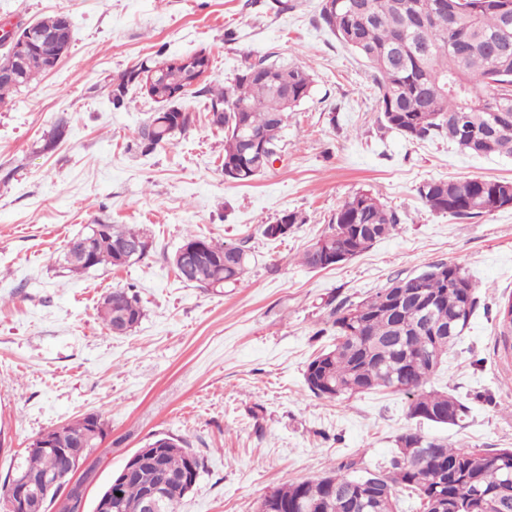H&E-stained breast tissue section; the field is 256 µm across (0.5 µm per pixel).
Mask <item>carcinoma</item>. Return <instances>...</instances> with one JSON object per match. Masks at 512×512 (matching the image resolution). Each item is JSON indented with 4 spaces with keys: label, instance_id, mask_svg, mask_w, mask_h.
Segmentation results:
<instances>
[{
    "label": "carcinoma",
    "instance_id": "cac0c4a2",
    "mask_svg": "<svg viewBox=\"0 0 512 512\" xmlns=\"http://www.w3.org/2000/svg\"><path fill=\"white\" fill-rule=\"evenodd\" d=\"M320 19L374 71L383 124L411 140L446 138L465 153L477 156H512V0H321ZM39 26L59 36L64 47L71 42L70 26L61 16L38 20ZM48 59L32 54L26 76L18 82H0V102L13 90L29 84L47 70ZM143 68L121 77L112 98L118 108L128 85L139 82ZM163 94L185 93L193 77L165 72L160 75ZM312 78L304 69L267 58L248 62L231 85L211 94L208 111L212 125L224 129V175L247 164L235 181L247 183L264 168L249 167L247 137L261 135L269 146L281 149L287 113L306 99ZM224 108V116L216 109ZM159 112L139 131L146 151L170 141L194 121L189 111ZM512 188V181L468 178L432 180L417 188L420 198L434 211L459 219L478 217L497 210L495 199ZM400 224L399 214L368 191L351 195L336 210L331 224L302 255L301 264L314 270L316 247L331 237L356 256L384 239ZM140 242L145 250L127 259L121 247ZM197 246L200 257L179 279L202 288L222 289L239 282L250 262L243 245L226 244L196 235L182 246ZM153 245L145 233L126 224H107L92 246V268L120 267L146 257ZM422 295L435 300L438 320L448 326V314L461 315L448 334L432 333L420 319L415 305L416 280ZM396 284L405 286L407 305L389 314L379 306L383 293ZM481 284L459 264L441 262L405 278H396L365 300L335 310L336 343L317 354L307 365L305 382L311 393L329 399H345L366 390H391L408 398V416L419 422L456 426L466 420L470 407L453 394L427 388L432 375L448 355V349L468 327ZM104 327L123 334L143 317L138 296L129 288L108 292L98 310ZM98 428L86 454L92 455L106 423L90 414L68 423L57 433L61 448L82 437L89 425ZM174 451L165 460L168 470L181 472L200 458L182 441L170 438ZM396 450L374 472L350 475L355 463L341 465L343 474L298 482L275 489L267 496L265 512H298L303 500L313 512L337 511L330 506L332 492L346 491L365 479L375 480L381 491L369 496L371 507L356 512H398L395 488H406L419 500L437 496L448 502V512H466L483 495L491 500L486 512H512V448L455 447L409 428L395 440ZM410 448L409 456L401 449ZM60 459L50 452L30 451L19 470L32 476L54 472ZM152 472L124 484L121 497L112 500V512H134L143 484Z\"/></svg>",
    "mask_w": 512,
    "mask_h": 512
}]
</instances>
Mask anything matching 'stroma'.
<instances>
[{
	"label": "stroma",
	"mask_w": 512,
	"mask_h": 512,
	"mask_svg": "<svg viewBox=\"0 0 512 512\" xmlns=\"http://www.w3.org/2000/svg\"><path fill=\"white\" fill-rule=\"evenodd\" d=\"M320 0H0V26L65 14L70 48L55 68L0 103V483L46 430L101 415L84 512L154 436L185 441L204 466L176 512H257L293 481L340 463L374 469L418 426L455 446L512 448V351L497 311L512 296V207L472 219L433 211L430 180H512V157H477L444 139L382 128L365 61L319 20ZM196 53L203 90L175 99L196 120L153 150L140 127L167 106L128 85L132 68ZM261 56L306 69L312 91L288 114L279 158L255 180L224 175V132L210 125L207 87L231 84ZM63 134H56L58 122ZM359 190L394 208L396 232L323 269L299 257ZM284 238L260 233L283 213ZM91 224H130L153 241L144 259L72 274L56 262ZM245 244L236 285H186L169 259L187 234ZM463 266L480 282L474 315L431 387L471 408L458 426L417 425L405 395L312 394L308 362L336 336L333 313L429 265ZM134 288L141 322L109 333L104 296Z\"/></svg>",
	"instance_id": "1"
}]
</instances>
